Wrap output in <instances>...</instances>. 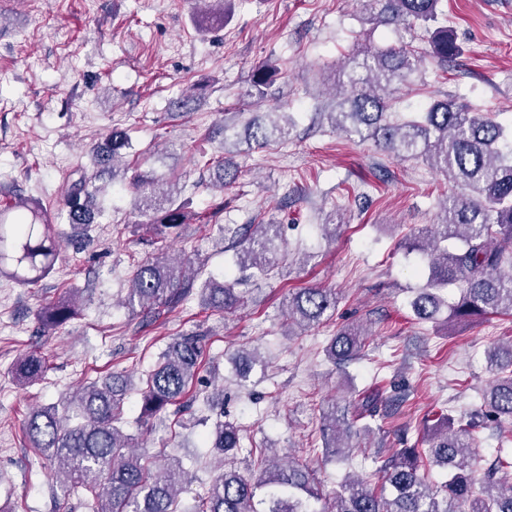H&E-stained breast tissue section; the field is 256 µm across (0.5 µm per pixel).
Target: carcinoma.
I'll return each mask as SVG.
<instances>
[{
    "mask_svg": "<svg viewBox=\"0 0 512 512\" xmlns=\"http://www.w3.org/2000/svg\"><path fill=\"white\" fill-rule=\"evenodd\" d=\"M363 7L387 25L431 31L430 58L438 65L458 53L448 27L441 24L445 13L442 0H362ZM422 59L404 45L385 49H355L344 61L338 85L345 95L336 111L326 113L334 129L362 140L372 139L399 156L423 158L436 171L448 176L459 192L446 198L443 218L421 229L430 241L424 250L428 277L410 301L414 315L423 321H438L446 310L447 323L475 320L488 314L512 315V131L492 117L479 113L453 97L435 100L423 120L391 121L390 102L400 87L421 71ZM276 68L263 65L253 71L251 87L263 98L273 83ZM248 140L258 147L268 145L275 134L285 136L282 127L267 129L259 121L247 126ZM130 146L128 133L114 129L105 143L92 151L93 171H82L63 200L67 223L78 231H90L95 223L91 203L100 187L96 179L114 171L122 150ZM219 187L233 182L237 170L233 158L215 161ZM136 192L135 209L149 218L146 234L156 239L179 237L187 224L200 218L181 200L176 183L150 168L130 177ZM220 232L230 234L236 250L235 266L240 273L236 284H222L212 277L198 280L204 260L186 255L155 252L136 263L125 305L151 311L163 307L177 310L192 295L226 313L244 303V292L235 288L246 280L267 276L275 268L280 225H226ZM67 243L43 207L20 199L0 207V275L20 285H36L54 269ZM197 266L195 276L186 269ZM78 289L46 303L38 320L54 328L78 314ZM288 325L309 328L321 324L336 307V295L323 288H301L288 295L285 303ZM365 331L360 325L336 331L326 346V355L342 365L365 356ZM206 350V336H180L159 354V361L147 377L141 393V417L157 416L170 405L187 410L184 395L197 376ZM239 382L247 381L253 367L263 364L260 352L231 359ZM492 379L481 391L486 416L499 424H512V341L488 352ZM48 366L42 357L28 354L15 365L23 384L44 378ZM129 378L114 374L82 387L62 406H44L33 412L25 425L31 447L41 451L69 494L82 489L91 495L90 512H176L183 470L179 459L164 457L153 468L143 466L134 453L135 438L118 426ZM382 399L365 396L355 420L379 415ZM321 432L325 460L344 459L353 449L342 441L351 426L336 412L323 415ZM214 452L225 456L242 450L241 429L232 422L216 419L204 434ZM430 448H401L377 468L381 486L371 488L364 481L347 480L333 493L331 506L322 512H512V455L498 454L482 477L476 476L477 458L473 448L472 424L461 416L438 418L427 429ZM447 473L440 490L430 488L420 468L423 455ZM320 498L312 470L302 464L274 459L256 476L226 469L195 497L193 512H312L309 500Z\"/></svg>",
    "mask_w": 512,
    "mask_h": 512,
    "instance_id": "carcinoma-1",
    "label": "carcinoma"
}]
</instances>
